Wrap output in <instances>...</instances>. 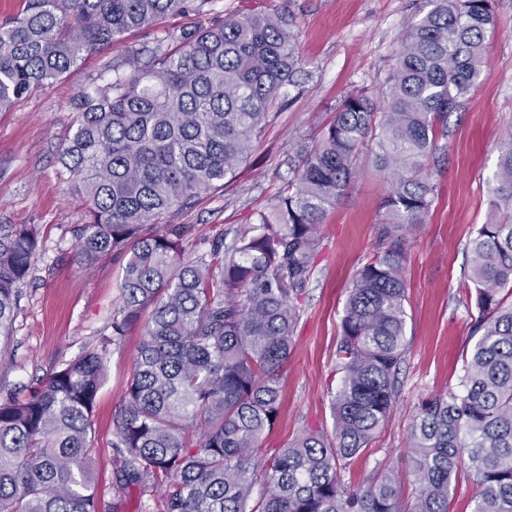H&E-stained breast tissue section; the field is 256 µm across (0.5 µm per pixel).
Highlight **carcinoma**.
Returning <instances> with one entry per match:
<instances>
[{
	"instance_id": "1",
	"label": "carcinoma",
	"mask_w": 512,
	"mask_h": 512,
	"mask_svg": "<svg viewBox=\"0 0 512 512\" xmlns=\"http://www.w3.org/2000/svg\"><path fill=\"white\" fill-rule=\"evenodd\" d=\"M207 0H24L0 21V112L51 86L84 53ZM292 15L227 16L157 40L150 70L119 66L76 107L63 174L86 222L72 233L88 264L127 258L121 302L97 346L21 398L0 393V512H100L92 411L109 346L150 315L114 418L112 490L156 496V512H449L459 479L471 512H512V132L469 241L463 290L475 292L470 351L454 387L424 401L405 455L419 484L402 506L399 467L378 464L352 490L342 473L388 422L406 350L404 231L427 223L439 193L438 140L476 87L494 0H424L379 92L357 89L288 158L270 211L230 243L187 254L171 208L224 185L251 156L285 88L309 79ZM387 175L373 253L348 290L336 344L331 430H306L265 458L281 370L301 320L296 301L320 227L364 160ZM41 250L35 224H0V341Z\"/></svg>"
}]
</instances>
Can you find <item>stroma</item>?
Here are the masks:
<instances>
[{
  "instance_id": "1",
  "label": "stroma",
  "mask_w": 512,
  "mask_h": 512,
  "mask_svg": "<svg viewBox=\"0 0 512 512\" xmlns=\"http://www.w3.org/2000/svg\"><path fill=\"white\" fill-rule=\"evenodd\" d=\"M421 7L422 0H207L202 13L166 18L86 54L52 86L35 89L0 112V224L38 225L43 242L33 276L22 286L9 345L0 353V389L30 390L94 345L120 303L124 257L85 264L70 233L72 225L83 223L84 211L61 174L60 152L78 93L94 91L107 77L109 65L130 60L131 50H140L138 63L147 65L163 31L260 11L295 14L299 53L309 64L311 79L303 90L283 93L281 108L235 177L174 206L167 217L168 223L189 225L187 247L202 252L217 233L233 235L249 215L268 209L288 177L289 156L318 136L339 99L384 84L405 26ZM495 14L488 63L462 110L449 118L456 132L440 152L434 174L439 201L427 222L407 234V345L396 402L374 450L344 473L345 483L356 488L378 463H397L408 506L418 493L404 460L409 428L425 399L457 383L462 356L472 346L475 299L460 288L468 263L466 247L487 221L488 188L499 147L512 129V0H495ZM390 188L383 175L364 166L321 228L322 249L298 301L302 317L282 369V412L264 438L262 454L305 429L332 426L328 383L336 371L347 289L374 249L381 203ZM141 340L142 328L135 325L121 346L110 347L107 377L92 417L103 512H153L148 496L131 490L117 498L111 491L112 419L122 405Z\"/></svg>"
}]
</instances>
